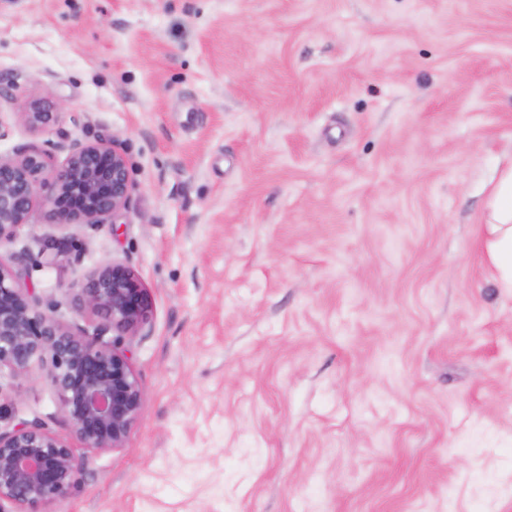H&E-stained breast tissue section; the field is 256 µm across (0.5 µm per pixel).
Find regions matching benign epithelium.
I'll use <instances>...</instances> for the list:
<instances>
[{"instance_id":"benign-epithelium-1","label":"benign epithelium","mask_w":512,"mask_h":512,"mask_svg":"<svg viewBox=\"0 0 512 512\" xmlns=\"http://www.w3.org/2000/svg\"><path fill=\"white\" fill-rule=\"evenodd\" d=\"M61 109L31 100L16 116L36 133ZM55 152L65 154L62 163H51ZM133 192L126 155L114 139L19 147L0 155V245L13 240L38 206L51 224H104L128 208ZM27 257L21 251L9 264L0 261V394L29 377L35 363L50 362L68 433L38 421L0 427V512L5 503L12 512H45L69 494L79 466L74 443L90 452L124 447L144 404L127 351L101 341L108 331L137 336L149 323L151 298L136 272L104 261L43 309L17 283L14 266ZM63 305L94 316L93 331L64 324L58 315Z\"/></svg>"}]
</instances>
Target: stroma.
<instances>
[{
	"label": "stroma",
	"instance_id": "obj_1",
	"mask_svg": "<svg viewBox=\"0 0 512 512\" xmlns=\"http://www.w3.org/2000/svg\"><path fill=\"white\" fill-rule=\"evenodd\" d=\"M63 104L33 133L25 102ZM0 154L116 139L115 222L35 209L43 301L107 259L152 300L123 448L52 512H512V0H0ZM0 415L66 433L46 367ZM483 238V256L501 288L512 289V166L493 187Z\"/></svg>",
	"mask_w": 512,
	"mask_h": 512
}]
</instances>
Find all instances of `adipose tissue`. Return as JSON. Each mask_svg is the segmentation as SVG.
<instances>
[{
	"label": "adipose tissue",
	"instance_id": "obj_1",
	"mask_svg": "<svg viewBox=\"0 0 512 512\" xmlns=\"http://www.w3.org/2000/svg\"><path fill=\"white\" fill-rule=\"evenodd\" d=\"M483 256L499 286L512 289V166L500 173L490 193Z\"/></svg>",
	"mask_w": 512,
	"mask_h": 512
}]
</instances>
